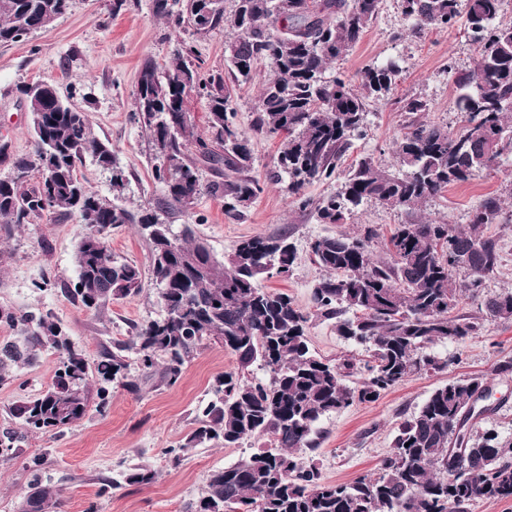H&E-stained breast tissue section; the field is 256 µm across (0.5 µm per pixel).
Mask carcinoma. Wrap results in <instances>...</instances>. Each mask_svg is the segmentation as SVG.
I'll use <instances>...</instances> for the list:
<instances>
[{
	"mask_svg": "<svg viewBox=\"0 0 512 512\" xmlns=\"http://www.w3.org/2000/svg\"><path fill=\"white\" fill-rule=\"evenodd\" d=\"M72 0H0V43H17L55 20ZM322 4L318 27L300 12L307 0H154V13L198 34L232 31L224 42L227 72L205 73L194 50L179 53L163 70L145 61L135 93L136 116L148 129L155 151L153 176L164 186L160 205L189 210L205 194L224 200L234 221L246 212L266 183L287 184L298 208L323 224H343L372 200L411 208L448 186L466 183L512 154V23L499 21L503 0H401L410 33L423 37L466 17V31L478 58L470 71L448 61L457 91L462 129L419 118L429 111L421 98L397 101L414 116L394 141L398 171L371 158L360 159L341 190L314 199L306 187L332 178L352 139L361 134L370 101L389 98L401 74L396 62L366 66L356 80L326 75L361 39L380 0H314ZM271 76L260 87L253 127L286 142L265 180L251 175L247 137L233 122L236 87L250 83L257 66ZM207 100L206 127L197 130L185 108L186 91ZM32 114V150L12 161V174L0 177V236L46 213L75 216L86 227L75 252L76 276L64 293L87 310L144 288L142 273L112 252L111 231L136 224L151 245L153 286L164 315L133 327L130 342L119 344L89 373L83 351L47 312L0 309V324L20 337L0 344V383L13 367L35 360L48 348L58 355L52 383L41 394L19 401L12 414L29 433H60L79 421L90 402L106 408L112 384L131 392L139 379L129 376L125 352L138 355L143 371L177 384L208 343H218L237 366L218 379L215 399L197 416L199 427L181 447L206 440L234 446L267 438L268 448L213 472L192 512H466L482 499H512V437L466 428L463 417L474 396L487 389L477 377L436 388L420 410L398 427L391 451L374 477L333 484L306 459L318 447L313 435L325 415L356 402H374L382 393L418 374L443 370L447 362L432 353L439 341L477 334L480 322L450 315L459 297L475 293L500 263L495 240L482 228L502 214V200L488 196L466 230L442 222L399 224L386 243L385 257L371 249L378 230L367 226L351 236L321 237L310 245V259L324 271L312 287L314 313L296 307L288 294L264 284L286 278L297 260L288 235L254 236L236 243L219 261L195 237L190 225L172 234L153 211L140 215L117 207L89 189L76 163L89 155L111 172L112 190L128 181L112 146L94 136L87 113L66 105L56 83L38 81L19 88ZM217 178L204 184L200 169ZM37 173L35 184L29 183ZM480 253L468 264L462 255ZM465 278L456 277L458 271ZM485 317L512 321V291L484 302ZM353 313L348 318L346 314ZM336 321L347 340L364 345L371 360L360 368L362 381L345 384L351 363L332 364L313 353V320ZM269 373L249 379L254 363ZM469 450L459 458L453 445ZM45 459L32 457L25 512H51L52 491L42 483ZM155 473L137 466L130 485H146Z\"/></svg>",
	"mask_w": 512,
	"mask_h": 512,
	"instance_id": "cac0c4a2",
	"label": "carcinoma"
}]
</instances>
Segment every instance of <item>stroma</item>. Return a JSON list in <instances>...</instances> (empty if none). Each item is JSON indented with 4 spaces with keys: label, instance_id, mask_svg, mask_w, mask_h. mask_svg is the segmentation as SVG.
Wrapping results in <instances>:
<instances>
[{
    "label": "stroma",
    "instance_id": "1",
    "mask_svg": "<svg viewBox=\"0 0 512 512\" xmlns=\"http://www.w3.org/2000/svg\"><path fill=\"white\" fill-rule=\"evenodd\" d=\"M408 26L400 0H381L361 41L336 66L350 78L371 63L395 60L403 69L394 101L369 103L364 134L353 139L343 166L370 157L394 168L393 141L408 120L407 113L399 111L397 99L421 97L429 104L427 120L453 129L460 125L447 68L453 60L468 70L477 59L464 25L420 39L407 35ZM229 35L224 28L199 36L191 27H173L154 15L153 0H127L117 14L112 0H73L68 13L47 28L25 41L0 45V176L9 175L13 159L32 147L31 114L19 87L52 80L62 98L87 113L96 136L111 143L127 172L128 185L122 196H115L109 173L88 156L77 164L79 179L130 212L156 207L163 187L152 176L149 133L134 114L138 71L148 58L165 67L187 47L194 49L203 70H223L224 40ZM258 93L257 82L237 87L232 106L234 122L250 143L252 173L261 178L275 164L282 140L254 131ZM511 182L512 157L411 209L367 202L343 225L320 223L314 214L299 210L280 184L267 185L240 221L226 219L223 202L206 195L192 209L169 211L161 220L176 234L191 226L219 260L240 240L287 232L298 259L288 278L274 277L267 285L287 293L297 307L308 311L311 288L322 276L309 259L313 240L343 232L354 235L367 225L385 238L394 225L427 220L464 230L484 198L500 196L501 221L483 228L485 236L499 245L500 264L486 277L479 297L461 296L452 310L456 316L480 318L478 334L435 345V353L448 362L445 369L410 377L376 401L354 404L317 423L320 445L308 457L326 481L343 484L373 475L389 452L399 424L415 414L436 388L454 379L486 381L491 396L473 425L512 436V374L496 370L499 361L512 359V322L483 318L480 310L486 297L512 290V194L506 189ZM84 232L75 218L49 214L19 228L11 238H0V308L52 312L93 365L105 351L128 342L134 325L159 318L163 309L149 285L139 296L112 300L96 311L71 302L63 288L75 277L74 254ZM111 245L118 258L150 275V246L136 225L113 228ZM309 342L317 356L333 363L362 364L369 358L365 346L338 335L332 320L315 321ZM128 363L130 375L141 381L139 392L113 387L106 409L89 406L81 420L57 435L23 432L10 413L21 397L36 396L47 388L56 366L53 351L43 350L33 364L12 369L0 384V434H18V452L8 463H0V512H17L30 479L25 465L34 456L46 460L43 483L60 501L58 512H87L92 505L98 512H190L213 471L256 450L253 442L227 448L210 441L178 458L171 453L197 428V410L212 398L215 378L236 365L235 357L221 345L201 351L173 386L156 376L143 378L137 355H130ZM141 464L155 472V480L126 485L127 471Z\"/></svg>",
    "mask_w": 512,
    "mask_h": 512
}]
</instances>
